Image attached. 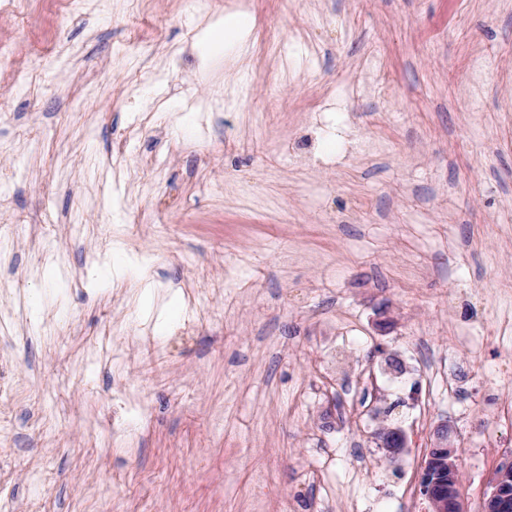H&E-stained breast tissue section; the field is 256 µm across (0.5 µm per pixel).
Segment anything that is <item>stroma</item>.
<instances>
[{
	"instance_id": "35a3bbf8",
	"label": "stroma",
	"mask_w": 512,
	"mask_h": 512,
	"mask_svg": "<svg viewBox=\"0 0 512 512\" xmlns=\"http://www.w3.org/2000/svg\"><path fill=\"white\" fill-rule=\"evenodd\" d=\"M229 11L250 35L204 60ZM1 49L7 512H430L443 425L483 512L512 460V0H22ZM380 447L386 448L388 456L395 460L401 455L407 444L404 430L399 426H388L380 433Z\"/></svg>"
}]
</instances>
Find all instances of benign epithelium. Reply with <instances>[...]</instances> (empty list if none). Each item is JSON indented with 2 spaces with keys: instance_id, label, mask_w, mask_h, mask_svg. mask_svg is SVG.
Instances as JSON below:
<instances>
[{
  "instance_id": "obj_1",
  "label": "benign epithelium",
  "mask_w": 512,
  "mask_h": 512,
  "mask_svg": "<svg viewBox=\"0 0 512 512\" xmlns=\"http://www.w3.org/2000/svg\"><path fill=\"white\" fill-rule=\"evenodd\" d=\"M407 444L404 430L399 426H388L380 433V447L386 449L391 459L401 455ZM457 449L448 445V426L436 432V447L423 460L420 477V493L429 502L432 512H462L460 494L455 486L432 476L433 471L443 473L456 469ZM492 490L486 497L484 512H512V464L495 473Z\"/></svg>"
}]
</instances>
